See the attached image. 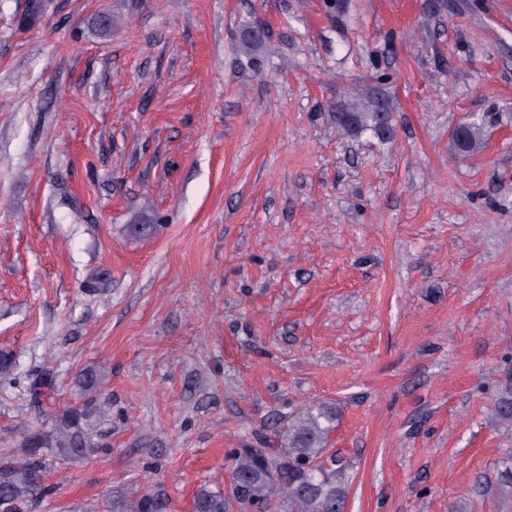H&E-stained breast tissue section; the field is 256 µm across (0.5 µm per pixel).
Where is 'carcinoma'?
Masks as SVG:
<instances>
[{
    "label": "carcinoma",
    "instance_id": "obj_1",
    "mask_svg": "<svg viewBox=\"0 0 512 512\" xmlns=\"http://www.w3.org/2000/svg\"><path fill=\"white\" fill-rule=\"evenodd\" d=\"M382 105L375 97L359 106L339 105L336 124L376 136V112ZM107 381L101 370L81 371L77 385L82 403L60 410L53 398L52 373L41 371L31 386V399L42 427L25 437L22 460L0 462V512L26 509L50 491L42 475L52 459L70 463L103 451L100 424L109 411ZM496 412L502 421L512 423V385L501 393ZM336 420V407L310 405L277 429L275 446L234 450L230 454V492L201 486L192 497L189 512H229L231 504L238 512H344L345 466L334 459L329 465L324 460ZM114 512H171V503L164 494L148 491L117 503Z\"/></svg>",
    "mask_w": 512,
    "mask_h": 512
}]
</instances>
